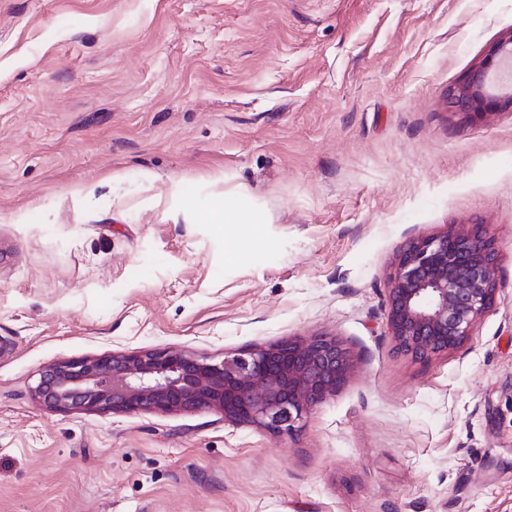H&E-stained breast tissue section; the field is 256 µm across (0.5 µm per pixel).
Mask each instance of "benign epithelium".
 <instances>
[{"instance_id":"benign-epithelium-1","label":"benign epithelium","mask_w":512,"mask_h":512,"mask_svg":"<svg viewBox=\"0 0 512 512\" xmlns=\"http://www.w3.org/2000/svg\"><path fill=\"white\" fill-rule=\"evenodd\" d=\"M511 64L512 31L448 91L449 110L472 117L512 108V83L500 80ZM497 260L477 226L408 238L389 277L396 348L419 360L460 348L494 300ZM354 364L351 349L326 336L288 337L218 362L177 350L114 352L45 368L32 397L65 413L217 411L228 422L290 436Z\"/></svg>"}]
</instances>
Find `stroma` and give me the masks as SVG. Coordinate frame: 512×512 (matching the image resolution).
I'll use <instances>...</instances> for the list:
<instances>
[{"instance_id":"35a3bbf8","label":"stroma","mask_w":512,"mask_h":512,"mask_svg":"<svg viewBox=\"0 0 512 512\" xmlns=\"http://www.w3.org/2000/svg\"><path fill=\"white\" fill-rule=\"evenodd\" d=\"M511 31L512 0H0V512H512V110L448 109ZM226 192L260 244L198 223ZM453 224L497 291L418 361L389 273ZM318 335L355 368L289 436L31 395L59 362Z\"/></svg>"}]
</instances>
